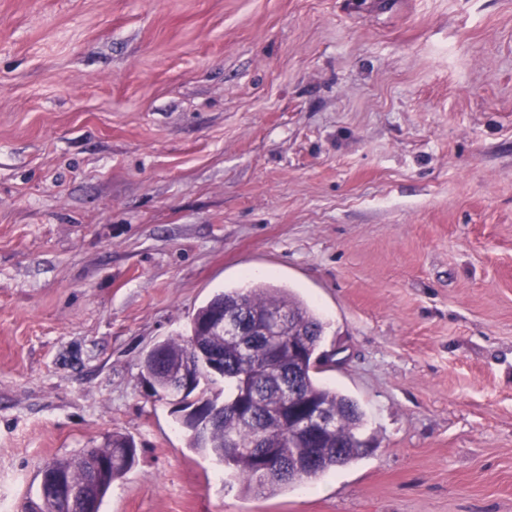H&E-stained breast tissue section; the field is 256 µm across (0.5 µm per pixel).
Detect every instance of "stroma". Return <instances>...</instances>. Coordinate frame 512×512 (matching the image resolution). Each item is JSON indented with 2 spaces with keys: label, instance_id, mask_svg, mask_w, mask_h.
Instances as JSON below:
<instances>
[{
  "label": "stroma",
  "instance_id": "stroma-1",
  "mask_svg": "<svg viewBox=\"0 0 512 512\" xmlns=\"http://www.w3.org/2000/svg\"><path fill=\"white\" fill-rule=\"evenodd\" d=\"M250 274L375 440L266 496L141 380ZM115 433L101 512H512V0H0V503Z\"/></svg>",
  "mask_w": 512,
  "mask_h": 512
}]
</instances>
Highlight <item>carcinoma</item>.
Listing matches in <instances>:
<instances>
[{
    "mask_svg": "<svg viewBox=\"0 0 512 512\" xmlns=\"http://www.w3.org/2000/svg\"><path fill=\"white\" fill-rule=\"evenodd\" d=\"M243 309L255 313H286L289 325L269 331V335L258 337L246 348L227 337L210 336L203 340V349L208 356L216 355L224 359V390L219 393L206 388L198 396L188 394L187 399L195 402L208 396L215 404L224 403V408L220 409V422L213 431L202 436H188L189 447L224 462L240 490L254 496L274 494L292 484L316 480L364 456L369 443V440L361 437L365 425L364 413L357 401L317 379V374L328 363L325 355L318 353L324 323L315 310L291 289L265 283L248 288L226 287L198 310L192 320L191 331H196V324L201 320L218 313ZM290 334L305 339L303 354L283 366V374L293 375L300 392L299 403L287 413L290 426L284 427L274 421L262 422L261 403L271 402L277 395L275 376L252 381L249 398L257 423L239 420L234 409L240 404L243 388L237 366L244 362L262 364L268 361L272 351L286 348ZM193 339L192 335L185 339H168L157 344L155 351L143 359L142 372L150 374L155 393H166L180 370L188 366V362H196V354L190 350ZM308 402L324 405L336 412L337 421L332 429L312 434L303 426L304 405ZM230 436L241 446L240 452L232 454L226 447ZM259 439L273 450L278 460L288 464L289 474L285 475L276 468L261 470L256 454L250 451V445ZM107 454L112 455V469L102 471L98 468V462L101 456ZM134 461L133 441L121 435H112L103 446L89 448L73 460L55 461L47 465L42 473H60L76 484L92 480L102 499L112 481L124 475Z\"/></svg>",
    "mask_w": 512,
    "mask_h": 512,
    "instance_id": "cac0c4a2",
    "label": "carcinoma"
}]
</instances>
